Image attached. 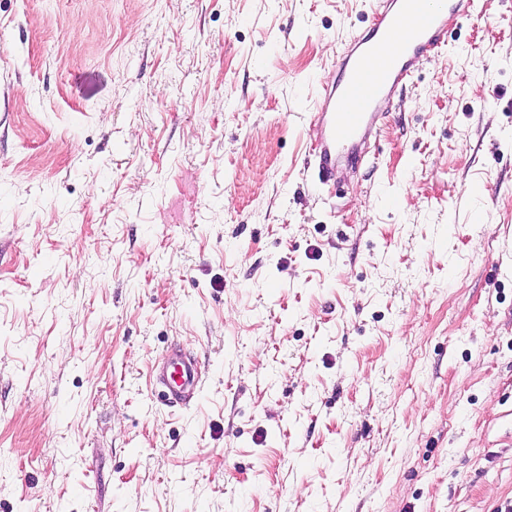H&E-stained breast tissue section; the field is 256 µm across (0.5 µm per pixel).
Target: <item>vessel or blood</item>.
Wrapping results in <instances>:
<instances>
[{"mask_svg": "<svg viewBox=\"0 0 512 512\" xmlns=\"http://www.w3.org/2000/svg\"><path fill=\"white\" fill-rule=\"evenodd\" d=\"M467 0H374L372 26L341 57L339 78L313 114L315 170L320 182L336 177L340 159L351 157L377 131L385 103L441 45ZM153 383L164 400L187 404L199 386L197 363L180 349L154 368Z\"/></svg>", "mask_w": 512, "mask_h": 512, "instance_id": "b4317fda", "label": "vessel or blood"}]
</instances>
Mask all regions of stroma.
<instances>
[{"label": "stroma", "mask_w": 512, "mask_h": 512, "mask_svg": "<svg viewBox=\"0 0 512 512\" xmlns=\"http://www.w3.org/2000/svg\"><path fill=\"white\" fill-rule=\"evenodd\" d=\"M369 8L0 0V512L512 501V0L323 184ZM173 343L187 405L151 394Z\"/></svg>", "instance_id": "obj_1"}]
</instances>
